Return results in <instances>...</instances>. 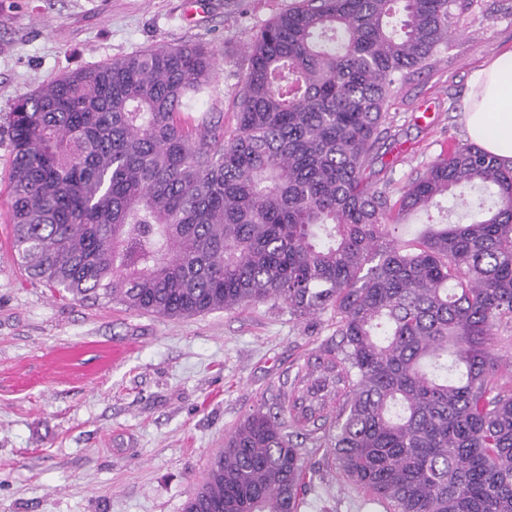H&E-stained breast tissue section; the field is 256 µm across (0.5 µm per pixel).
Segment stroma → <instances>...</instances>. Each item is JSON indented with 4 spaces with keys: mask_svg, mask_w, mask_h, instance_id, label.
<instances>
[{
    "mask_svg": "<svg viewBox=\"0 0 512 512\" xmlns=\"http://www.w3.org/2000/svg\"><path fill=\"white\" fill-rule=\"evenodd\" d=\"M296 0H0V512H183L224 437L335 350L333 311L258 303L185 319L92 304L25 271L6 216L15 99L62 74L160 45L213 51L185 118L237 122L247 44ZM432 66L400 85L374 169L400 191L466 140L473 72L512 47V0H477ZM301 512H384L326 448L305 449Z\"/></svg>",
    "mask_w": 512,
    "mask_h": 512,
    "instance_id": "stroma-1",
    "label": "stroma"
}]
</instances>
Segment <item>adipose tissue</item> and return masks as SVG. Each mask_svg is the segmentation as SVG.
<instances>
[{"label": "adipose tissue", "mask_w": 512, "mask_h": 512, "mask_svg": "<svg viewBox=\"0 0 512 512\" xmlns=\"http://www.w3.org/2000/svg\"><path fill=\"white\" fill-rule=\"evenodd\" d=\"M464 120L471 143L512 162V49L473 73Z\"/></svg>", "instance_id": "ef3b65f1"}]
</instances>
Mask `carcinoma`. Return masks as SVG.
<instances>
[{"mask_svg":"<svg viewBox=\"0 0 512 512\" xmlns=\"http://www.w3.org/2000/svg\"><path fill=\"white\" fill-rule=\"evenodd\" d=\"M474 0H301L253 36L233 131L182 117L215 60L159 46L58 77L10 112L8 217L30 274L182 318L331 309L340 349L224 440L184 512H299L304 442L386 512H512V165L457 144L393 198L372 178L395 89ZM452 198L455 223L394 236ZM490 343L499 363L497 382L502 386H510L512 384V319L503 318L498 323Z\"/></svg>","mask_w":512,"mask_h":512,"instance_id":"cac0c4a2","label":"carcinoma"}]
</instances>
